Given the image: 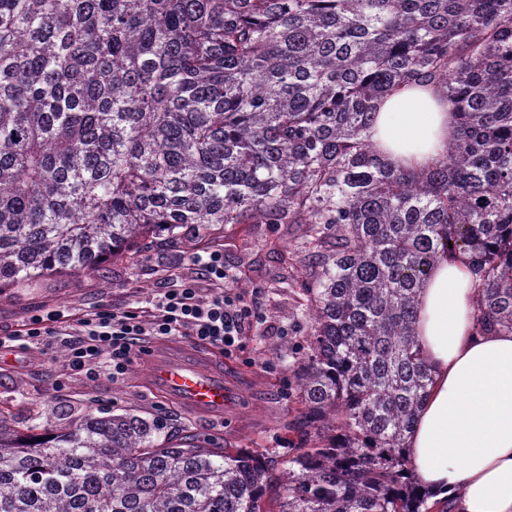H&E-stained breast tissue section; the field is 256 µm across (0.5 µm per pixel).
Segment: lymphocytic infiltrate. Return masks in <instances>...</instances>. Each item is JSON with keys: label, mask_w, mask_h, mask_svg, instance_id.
<instances>
[{"label": "lymphocytic infiltrate", "mask_w": 512, "mask_h": 512, "mask_svg": "<svg viewBox=\"0 0 512 512\" xmlns=\"http://www.w3.org/2000/svg\"><path fill=\"white\" fill-rule=\"evenodd\" d=\"M261 318L254 303L217 290L200 298L196 288L185 286L156 297L148 317L135 311L88 310L80 317L53 310L32 317L17 337H0V348L13 340L41 343L62 337L69 351L70 370L89 379L124 376L142 353L141 338L188 336L223 350H231L246 328L258 326Z\"/></svg>", "instance_id": "f902f5d3"}]
</instances>
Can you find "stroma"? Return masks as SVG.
Wrapping results in <instances>:
<instances>
[{"label":"stroma","instance_id":"obj_1","mask_svg":"<svg viewBox=\"0 0 512 512\" xmlns=\"http://www.w3.org/2000/svg\"><path fill=\"white\" fill-rule=\"evenodd\" d=\"M303 234L302 226L286 224H229L218 236L187 228L177 241L157 238L131 257L103 263L94 274L57 276L0 293V336H8L32 316L55 309L144 308L190 278L200 296H208L211 285L196 279L193 259L223 254L225 291L254 300L261 316L258 328L247 330L241 347L224 358L229 397L223 419L196 416L146 386V356L135 359L122 379L91 381L70 371L60 345L45 354L0 351V407L12 412L22 430L44 421L54 407L100 416L133 409L211 448L273 451L287 458V425L297 407L290 349L304 346L308 330L306 297L288 277V251Z\"/></svg>","mask_w":512,"mask_h":512}]
</instances>
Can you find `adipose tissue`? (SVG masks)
I'll list each match as a JSON object with an SVG mask.
<instances>
[{
	"label": "adipose tissue",
	"mask_w": 512,
	"mask_h": 512,
	"mask_svg": "<svg viewBox=\"0 0 512 512\" xmlns=\"http://www.w3.org/2000/svg\"><path fill=\"white\" fill-rule=\"evenodd\" d=\"M456 138L446 96L413 87L383 98L370 139L394 167L421 169ZM476 277L445 255L421 288L416 332L433 384L408 438L418 483L452 512H512V333L479 331Z\"/></svg>",
	"instance_id": "ef3b65f1"
}]
</instances>
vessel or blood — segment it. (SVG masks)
<instances>
[{"label":"vessel or blood","mask_w":512,"mask_h":512,"mask_svg":"<svg viewBox=\"0 0 512 512\" xmlns=\"http://www.w3.org/2000/svg\"><path fill=\"white\" fill-rule=\"evenodd\" d=\"M152 385L204 416L220 415L227 403L224 375L212 359L177 343L164 344L150 366Z\"/></svg>","instance_id":"obj_1"}]
</instances>
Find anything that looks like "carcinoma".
<instances>
[{
  "mask_svg": "<svg viewBox=\"0 0 512 512\" xmlns=\"http://www.w3.org/2000/svg\"><path fill=\"white\" fill-rule=\"evenodd\" d=\"M416 82L457 134L402 170L369 130ZM195 224L306 225L293 455L0 411V512H432L406 438L439 254L482 281L480 331L512 333V0H0V293Z\"/></svg>",
  "mask_w": 512,
  "mask_h": 512,
  "instance_id": "cac0c4a2",
  "label": "carcinoma"
}]
</instances>
